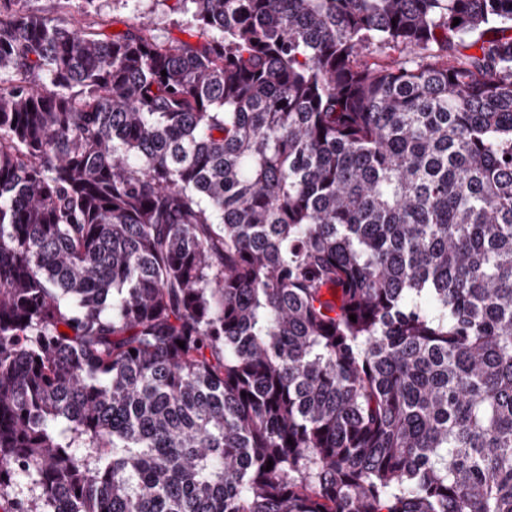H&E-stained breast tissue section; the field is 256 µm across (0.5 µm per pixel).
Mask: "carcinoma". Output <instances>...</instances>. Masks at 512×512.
I'll use <instances>...</instances> for the list:
<instances>
[{"label":"carcinoma","mask_w":512,"mask_h":512,"mask_svg":"<svg viewBox=\"0 0 512 512\" xmlns=\"http://www.w3.org/2000/svg\"><path fill=\"white\" fill-rule=\"evenodd\" d=\"M14 2L0 512H512V0ZM174 0H140L124 5L116 0H96L85 11L78 8L79 1H72L67 8L68 18H73L83 26L101 30L108 35L122 33L139 22H149L157 28L156 33L167 38L198 43L203 41L199 30L188 21L190 18L180 12H173L170 6ZM114 26L122 27L112 32Z\"/></svg>","instance_id":"obj_1"}]
</instances>
